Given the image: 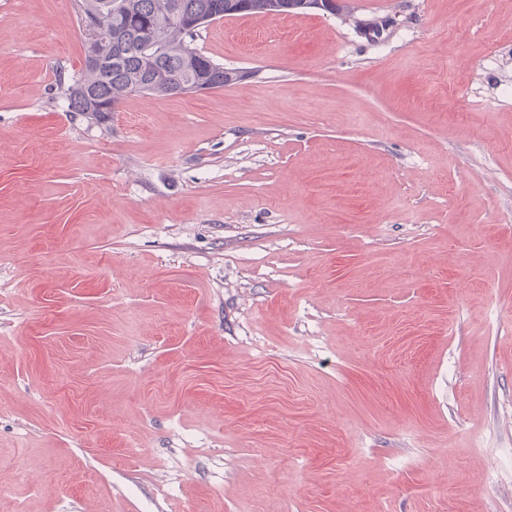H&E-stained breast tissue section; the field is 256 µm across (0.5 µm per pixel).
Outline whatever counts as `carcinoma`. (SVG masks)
<instances>
[{
    "mask_svg": "<svg viewBox=\"0 0 512 512\" xmlns=\"http://www.w3.org/2000/svg\"><path fill=\"white\" fill-rule=\"evenodd\" d=\"M78 19L93 15L100 32L111 38V56L92 60L84 54L80 72L73 76L64 90L69 112L96 124L101 122L103 104H121L133 93L159 97L174 95L178 80L183 77L185 55H195L204 64L208 82L214 88L239 83L235 68H226L192 47L195 35L170 20L172 10L188 20L204 16L215 21L227 15L228 0H75ZM337 15L354 30L370 29L366 38L377 42L386 29L390 16L363 17L348 0L336 5Z\"/></svg>",
    "mask_w": 512,
    "mask_h": 512,
    "instance_id": "cac0c4a2",
    "label": "carcinoma"
}]
</instances>
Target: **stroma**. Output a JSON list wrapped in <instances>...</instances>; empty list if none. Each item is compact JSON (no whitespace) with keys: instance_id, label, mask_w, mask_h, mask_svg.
I'll use <instances>...</instances> for the list:
<instances>
[{"instance_id":"1","label":"stroma","mask_w":512,"mask_h":512,"mask_svg":"<svg viewBox=\"0 0 512 512\" xmlns=\"http://www.w3.org/2000/svg\"><path fill=\"white\" fill-rule=\"evenodd\" d=\"M352 3L100 126L0 0V512H512V0ZM338 1H340V3L337 5L334 0H291L288 3L290 4V8L317 9L328 13H334L336 5L337 15L341 16L356 32L359 33L360 29H370L374 31L373 36L364 37L367 42L376 43L383 36L384 33L380 34V31L386 29V23L391 16L372 15L370 17H362L360 14L356 13L355 7L351 6L348 0Z\"/></svg>"}]
</instances>
